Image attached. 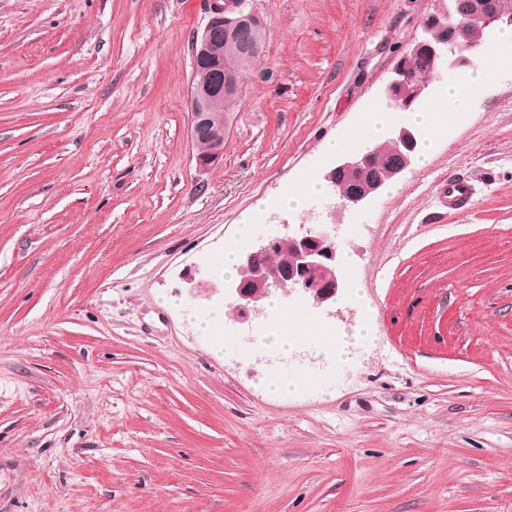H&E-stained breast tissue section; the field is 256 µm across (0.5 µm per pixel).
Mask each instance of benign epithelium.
<instances>
[{"label":"benign epithelium","instance_id":"1","mask_svg":"<svg viewBox=\"0 0 512 512\" xmlns=\"http://www.w3.org/2000/svg\"><path fill=\"white\" fill-rule=\"evenodd\" d=\"M207 21L196 33L190 44L191 78L187 89L188 134L195 149L196 167L209 170L224 161V140L229 133L224 120L216 118L211 105L224 100L239 91V80L232 68L224 65V39L235 38L248 54L254 50L249 34L255 23L260 21L257 11L247 8V0H205ZM478 31H495L512 26V9L502 0H448L445 8L429 16L426 31L440 33L443 38L433 43L420 41L413 49L427 48L432 56L445 54L448 43H453L459 53L452 58L451 65L470 67L474 60L485 51L484 43L470 35L471 26ZM412 81L408 56H403L394 70V77L388 82L385 98L388 107L407 110L422 95L427 93L430 79L415 87L412 98L400 95V89ZM397 143L401 147L399 162L391 169L389 178H399L412 164L418 146L416 133L409 127L397 130ZM378 148L367 145L363 149L342 157L325 175V179L336 185L340 172L366 174ZM385 183L372 181L357 191L348 193L342 188L335 189L337 208L348 210L358 208L376 196ZM286 239L295 252L294 264L286 269H276L265 258L270 256L281 240ZM336 266V280L329 284L320 274L327 265ZM241 268L250 272L249 280L254 288L244 283L233 282L224 286V292L234 299L238 317L245 322L251 313L263 311V301L278 290L294 293L313 307L329 309L336 303V294L344 288V269L336 245V227L317 224L313 227L300 226L299 231L284 235L260 238L240 255Z\"/></svg>","mask_w":512,"mask_h":512}]
</instances>
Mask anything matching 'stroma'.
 Masks as SVG:
<instances>
[{"label":"stroma","instance_id":"obj_1","mask_svg":"<svg viewBox=\"0 0 512 512\" xmlns=\"http://www.w3.org/2000/svg\"><path fill=\"white\" fill-rule=\"evenodd\" d=\"M254 6L264 49L201 172L204 0H0V512H512V56L367 205L259 218L385 109L435 2ZM452 173L468 212L439 195ZM329 221L356 265L315 333L374 342L281 357L210 262ZM203 278L215 292L192 298ZM311 369L293 396L258 385Z\"/></svg>","mask_w":512,"mask_h":512}]
</instances>
